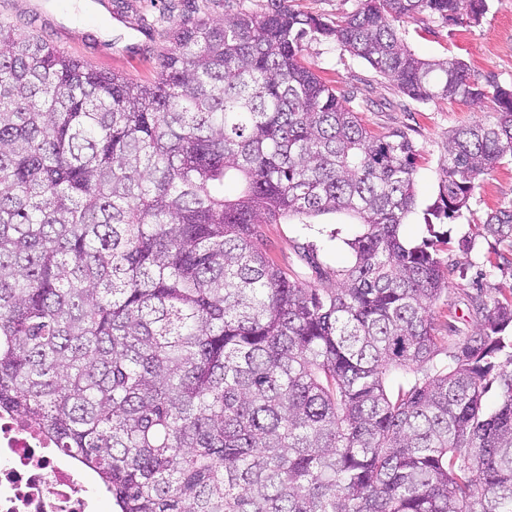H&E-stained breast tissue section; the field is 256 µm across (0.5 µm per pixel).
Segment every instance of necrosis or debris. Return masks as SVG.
Instances as JSON below:
<instances>
[{"label":"necrosis or debris","mask_w":512,"mask_h":512,"mask_svg":"<svg viewBox=\"0 0 512 512\" xmlns=\"http://www.w3.org/2000/svg\"><path fill=\"white\" fill-rule=\"evenodd\" d=\"M56 443L0 412V512H96L97 492Z\"/></svg>","instance_id":"1"}]
</instances>
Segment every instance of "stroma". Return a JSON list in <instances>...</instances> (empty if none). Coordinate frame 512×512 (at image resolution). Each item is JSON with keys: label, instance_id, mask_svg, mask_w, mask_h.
I'll return each instance as SVG.
<instances>
[{"label": "stroma", "instance_id": "35a3bbf8", "mask_svg": "<svg viewBox=\"0 0 512 512\" xmlns=\"http://www.w3.org/2000/svg\"><path fill=\"white\" fill-rule=\"evenodd\" d=\"M224 16V0H0V18L12 20L22 31L38 34L48 43L98 70L117 72L147 83L156 76V64L171 47L174 29L193 19ZM408 47L423 59L460 58L469 66L472 81L483 87H512V0H488L479 26H444L419 15L400 22ZM305 63L327 84L346 92L367 89L360 105L364 124L374 133L407 131L420 151L415 174L416 208L400 227L401 237L418 244L429 238L423 211L439 193L441 156L449 134L482 120L488 103L439 101L419 103L379 76L363 59L340 50L335 43L309 42ZM512 207V160L482 175L468 211L448 225L451 238L448 262V302L461 335L474 334L480 318L476 299H492L496 287L512 286V242L487 236V212ZM362 230L352 218L336 213L312 217L307 224H266L262 231L272 259L289 273L317 284L316 268L351 265L347 245ZM470 248H460V241ZM497 256L490 266L489 256ZM314 265H307V258Z\"/></svg>", "mask_w": 512, "mask_h": 512}]
</instances>
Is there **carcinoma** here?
I'll list each match as a JSON object with an SVG mask.
<instances>
[{
	"label": "carcinoma",
	"instance_id": "cac0c4a2",
	"mask_svg": "<svg viewBox=\"0 0 512 512\" xmlns=\"http://www.w3.org/2000/svg\"><path fill=\"white\" fill-rule=\"evenodd\" d=\"M227 8L175 29L148 84L0 20V409L118 512H512V288L474 335L436 318L448 232L400 236L419 149L301 59L331 40L414 101L492 99L448 136L432 229L512 156V87L396 23L475 27L486 0ZM336 212L364 227L351 266L316 287L269 256L262 225ZM483 229L512 241V209ZM290 3L297 10L323 15L326 17H341L355 10L357 0H293Z\"/></svg>",
	"mask_w": 512,
	"mask_h": 512
}]
</instances>
